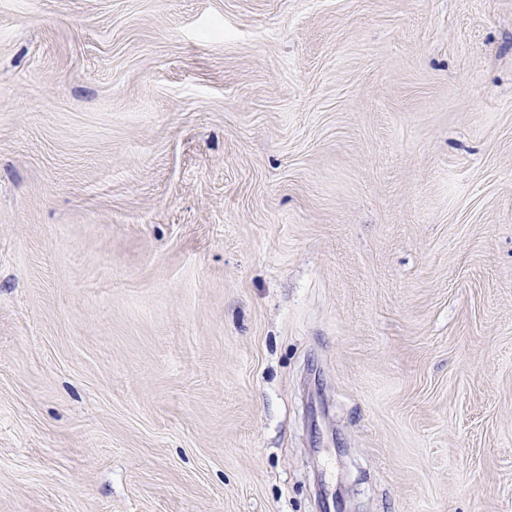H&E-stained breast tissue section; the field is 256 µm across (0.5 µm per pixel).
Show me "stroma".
I'll list each match as a JSON object with an SVG mask.
<instances>
[{"instance_id":"stroma-1","label":"stroma","mask_w":512,"mask_h":512,"mask_svg":"<svg viewBox=\"0 0 512 512\" xmlns=\"http://www.w3.org/2000/svg\"><path fill=\"white\" fill-rule=\"evenodd\" d=\"M512 512V0H0V512Z\"/></svg>"}]
</instances>
